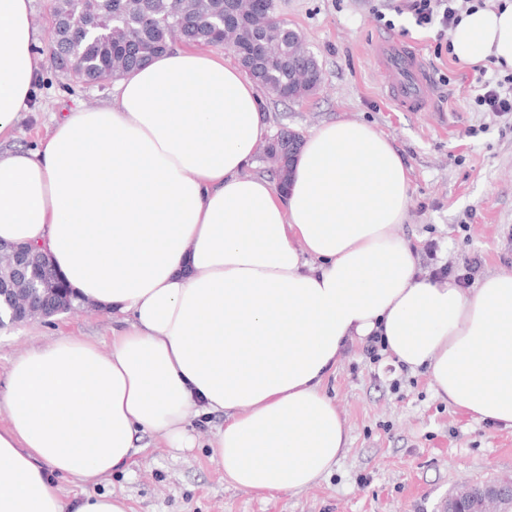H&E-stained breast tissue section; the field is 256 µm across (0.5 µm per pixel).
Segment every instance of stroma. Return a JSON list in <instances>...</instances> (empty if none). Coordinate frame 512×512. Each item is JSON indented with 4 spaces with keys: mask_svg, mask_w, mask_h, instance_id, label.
<instances>
[{
    "mask_svg": "<svg viewBox=\"0 0 512 512\" xmlns=\"http://www.w3.org/2000/svg\"><path fill=\"white\" fill-rule=\"evenodd\" d=\"M278 14L298 31L322 73L307 99L264 95L270 132L288 127L309 135L323 124L354 120L385 135L410 175L407 219L399 235L414 249L421 276L436 267L462 268L479 257L473 276L512 274V112L475 103L473 67L437 48L436 29L386 10L383 0H277ZM398 38L417 47L433 81L428 112H402L386 97L373 48ZM111 80L72 83L53 68L37 79L8 149L29 150L52 129L55 115L110 98ZM112 341V316L91 306L76 314L36 318L0 330V389L11 360L61 336ZM365 341L348 344L326 386L345 421L348 445L315 485L256 494L235 488L206 442L222 418L193 422L199 445L176 451L144 433L127 468L106 476L102 494L124 497L130 512H437L464 484L512 478V428L474 418L448 403L428 375L372 361Z\"/></svg>",
    "mask_w": 512,
    "mask_h": 512,
    "instance_id": "stroma-1",
    "label": "stroma"
}]
</instances>
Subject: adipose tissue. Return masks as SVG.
Segmentation results:
<instances>
[{"label": "adipose tissue", "instance_id": "1", "mask_svg": "<svg viewBox=\"0 0 512 512\" xmlns=\"http://www.w3.org/2000/svg\"><path fill=\"white\" fill-rule=\"evenodd\" d=\"M461 63L512 68V0L464 15ZM48 63L31 0H0V141ZM268 129L255 84L197 50L127 74L110 104L55 119L33 150L0 152V242L47 252L74 293L119 315L110 352L63 336L14 358L0 392V512H129L95 493L138 433L208 446L224 479L298 491L348 435L325 381L349 341L381 337L474 417L512 428V275L474 291L421 278L395 230L409 171L354 121L308 136L285 189L252 174ZM72 478L61 497L52 475Z\"/></svg>", "mask_w": 512, "mask_h": 512}]
</instances>
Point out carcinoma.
I'll return each instance as SVG.
<instances>
[{"label":"carcinoma","instance_id":"obj_1","mask_svg":"<svg viewBox=\"0 0 512 512\" xmlns=\"http://www.w3.org/2000/svg\"><path fill=\"white\" fill-rule=\"evenodd\" d=\"M276 0H51V43L76 60L72 80L117 78L183 44L250 48L238 59L260 86L278 98L316 92L321 70L300 35L276 16ZM300 135L281 128L262 145L261 160L286 185L289 148Z\"/></svg>","mask_w":512,"mask_h":512}]
</instances>
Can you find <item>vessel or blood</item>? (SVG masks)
I'll list each match as a JSON object with an SVG mask.
<instances>
[{
	"mask_svg": "<svg viewBox=\"0 0 512 512\" xmlns=\"http://www.w3.org/2000/svg\"><path fill=\"white\" fill-rule=\"evenodd\" d=\"M375 56L393 105L404 112L428 111L432 85L421 53L400 40L387 39L378 43Z\"/></svg>",
	"mask_w": 512,
	"mask_h": 512,
	"instance_id": "b4317fda",
	"label": "vessel or blood"
}]
</instances>
